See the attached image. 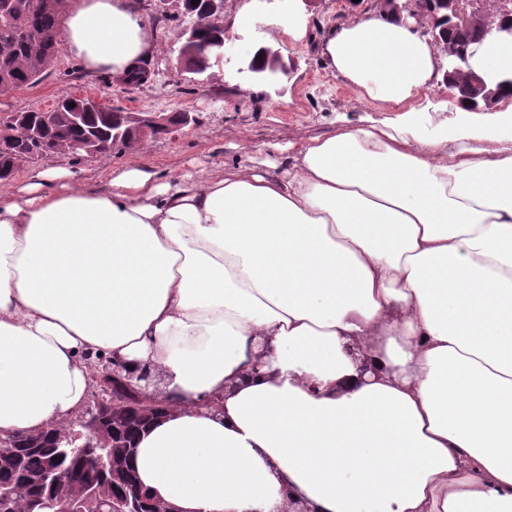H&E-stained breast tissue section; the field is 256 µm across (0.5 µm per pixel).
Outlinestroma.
Masks as SVG:
<instances>
[{"label": "stroma", "instance_id": "1", "mask_svg": "<svg viewBox=\"0 0 512 512\" xmlns=\"http://www.w3.org/2000/svg\"><path fill=\"white\" fill-rule=\"evenodd\" d=\"M378 0H226L223 23L235 39L233 55L224 57L212 77L179 71L175 64L181 29L171 10L138 7L153 28L161 51L149 60L151 85L129 89L108 83L105 72L85 73L82 63L62 53L37 84L0 96V112L52 108L63 94H91L127 112L168 114L188 111L197 117L175 137L148 139L139 156L162 177L205 174L248 166L275 175L290 163L300 146L344 128L380 126L393 113L359 101L358 94L332 73L322 53L331 27L377 9ZM291 20L294 36L275 32L276 22ZM281 50L287 71L272 79L249 73L255 50ZM421 118L437 127L455 115L457 101L447 83L423 91L415 101ZM130 159L126 149L63 165L82 184L103 187Z\"/></svg>", "mask_w": 512, "mask_h": 512}]
</instances>
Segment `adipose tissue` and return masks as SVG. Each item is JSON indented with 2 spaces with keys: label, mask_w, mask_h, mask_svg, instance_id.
Wrapping results in <instances>:
<instances>
[{
  "label": "adipose tissue",
  "mask_w": 512,
  "mask_h": 512,
  "mask_svg": "<svg viewBox=\"0 0 512 512\" xmlns=\"http://www.w3.org/2000/svg\"><path fill=\"white\" fill-rule=\"evenodd\" d=\"M59 38L90 73L160 49L133 0H70ZM323 53L397 123L275 176L0 180V435L65 426L100 354L162 381L132 467L175 512H512V153L470 156L512 139V94L428 131L439 51L386 10Z\"/></svg>",
  "instance_id": "obj_1"
}]
</instances>
